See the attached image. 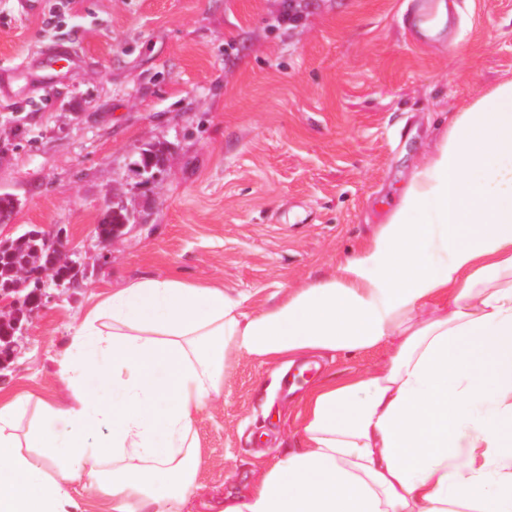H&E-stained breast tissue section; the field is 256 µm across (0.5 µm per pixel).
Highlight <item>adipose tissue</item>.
<instances>
[{"mask_svg":"<svg viewBox=\"0 0 512 512\" xmlns=\"http://www.w3.org/2000/svg\"><path fill=\"white\" fill-rule=\"evenodd\" d=\"M223 286L146 278L90 309L56 357V406L0 397V512H176L194 424L230 352L386 346L306 396L303 440L224 512H512V80L456 112L373 237L246 313Z\"/></svg>","mask_w":512,"mask_h":512,"instance_id":"1","label":"adipose tissue"}]
</instances>
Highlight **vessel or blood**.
Masks as SVG:
<instances>
[{"label":"vessel or blood","mask_w":512,"mask_h":512,"mask_svg":"<svg viewBox=\"0 0 512 512\" xmlns=\"http://www.w3.org/2000/svg\"><path fill=\"white\" fill-rule=\"evenodd\" d=\"M418 7L403 21L412 35H421L432 16L436 0H416ZM85 58L68 43H50L36 55L17 64H0V102L15 104L30 100L34 93L76 75Z\"/></svg>","instance_id":"b4317fda"}]
</instances>
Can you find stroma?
<instances>
[{
  "label": "stroma",
  "mask_w": 512,
  "mask_h": 512,
  "mask_svg": "<svg viewBox=\"0 0 512 512\" xmlns=\"http://www.w3.org/2000/svg\"><path fill=\"white\" fill-rule=\"evenodd\" d=\"M77 0L42 31L0 0V63L50 41L88 64L23 106L0 105V193L18 201L0 236L61 231L86 266L79 287L43 304L25 346L0 364V393L65 394L53 358L98 301L146 277L221 284L245 310L333 273L384 220L459 107L512 79V0H461L455 25L418 45L413 0ZM160 144L143 181L135 162ZM134 218L111 247L108 210ZM107 261H100V254ZM386 354L314 352L295 391L287 360L230 354L224 392L195 423L201 489L182 512H221L298 447L305 394Z\"/></svg>",
  "instance_id": "35a3bbf8"
}]
</instances>
